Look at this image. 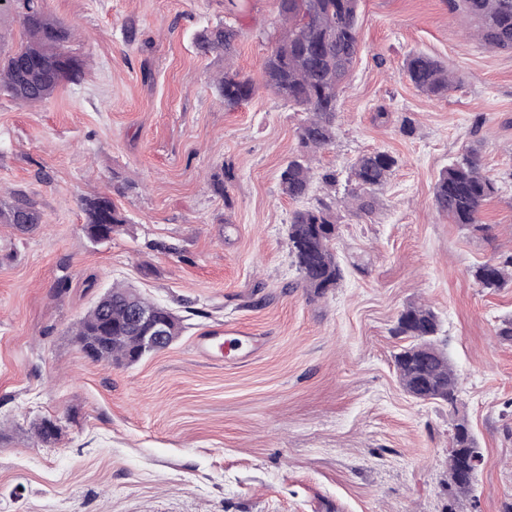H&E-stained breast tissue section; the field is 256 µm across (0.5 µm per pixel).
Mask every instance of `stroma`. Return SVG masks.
I'll return each mask as SVG.
<instances>
[{
    "instance_id": "35a3bbf8",
    "label": "stroma",
    "mask_w": 512,
    "mask_h": 512,
    "mask_svg": "<svg viewBox=\"0 0 512 512\" xmlns=\"http://www.w3.org/2000/svg\"><path fill=\"white\" fill-rule=\"evenodd\" d=\"M75 25L79 81L29 106L0 91V191L43 214L0 224V512H445L454 415L483 453L456 512L512 499V286L480 288L474 266L512 253V53L468 34L448 0H360L361 49L343 83L334 143L318 167L344 192L368 151L398 159L368 215L337 206L339 288H303L288 249L292 200L279 174L307 118L262 87L279 35L277 0H46ZM232 25L234 65L255 95L225 111L210 78L219 54L194 35ZM415 52L453 71L427 97L403 71ZM391 114L375 119L378 108ZM417 130L405 136L403 117ZM477 148L498 192L487 229L433 205L439 173ZM231 165L227 197L207 183ZM101 192L123 233L91 241L81 199ZM183 320L180 338L129 367L95 363L71 330L112 283ZM430 305L458 377L456 407L420 401L394 366L400 312ZM234 324L240 350L210 359L202 335ZM58 424L38 444L34 422Z\"/></svg>"
}]
</instances>
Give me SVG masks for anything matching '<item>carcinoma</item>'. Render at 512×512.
<instances>
[{"instance_id":"obj_1","label":"carcinoma","mask_w":512,"mask_h":512,"mask_svg":"<svg viewBox=\"0 0 512 512\" xmlns=\"http://www.w3.org/2000/svg\"><path fill=\"white\" fill-rule=\"evenodd\" d=\"M280 34L275 47L264 58V86L283 100L303 109L309 117L299 129V153L280 172L282 194L294 200L306 197L314 180L336 186V174L316 173L313 157L330 146L336 134L338 92L360 49L358 29L359 0H277ZM469 20L479 43L494 51L512 52V0H448ZM18 20L23 39L15 48H4L0 33V90L21 103L33 106L49 100L59 85L75 80L86 62L73 55L68 43L74 31L45 9L44 0H0V25ZM239 34L227 25L207 28L196 37L195 48L203 55H224V70L213 77L212 85L224 104L234 111L256 92L253 80L230 64ZM405 72L421 93L441 97L455 83L448 67L424 53H413L405 61ZM395 156L374 151L359 156L350 168L348 188L340 203L356 215L375 209V191L382 187L397 166ZM232 167L214 172L209 187L230 204L227 183ZM497 193L496 184L483 173L479 151L473 147L448 165L433 189V203L455 224L485 230L479 216L485 203ZM11 201L0 203V223L36 226L43 214L36 204L15 190ZM99 194L82 199L86 225L110 223L114 232L127 223L117 206L104 215ZM333 202L296 210L288 228V248L304 287L318 295L340 286L343 269L336 258L333 241L337 237ZM478 286L496 291L512 284V255L497 262L481 264L471 271ZM154 309L157 321L168 326L165 346H170L184 329L182 319L161 305L121 284H114L106 296L79 319L72 330L73 343L82 351L95 349L97 362L128 366L153 353L144 346L145 329L131 323V306ZM394 334L410 343L394 355V365L404 390L423 401L456 404L458 378L447 353L436 339L437 314L424 305L409 304L399 314ZM481 456L477 439L467 420L453 424L448 453V507L472 493Z\"/></svg>"}]
</instances>
